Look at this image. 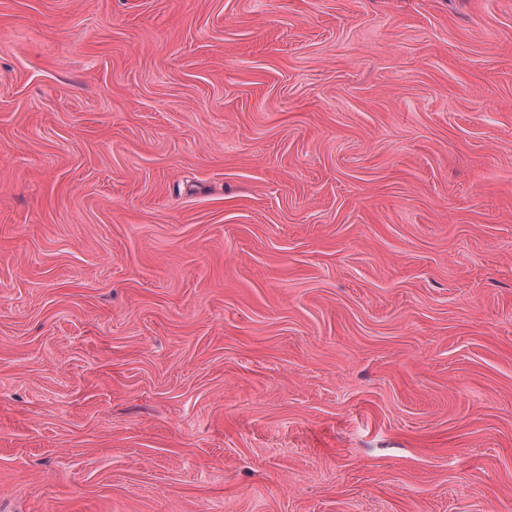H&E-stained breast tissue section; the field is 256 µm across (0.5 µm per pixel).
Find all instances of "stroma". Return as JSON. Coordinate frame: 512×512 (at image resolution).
I'll return each mask as SVG.
<instances>
[{"mask_svg":"<svg viewBox=\"0 0 512 512\" xmlns=\"http://www.w3.org/2000/svg\"><path fill=\"white\" fill-rule=\"evenodd\" d=\"M0 512H512V0H0Z\"/></svg>","mask_w":512,"mask_h":512,"instance_id":"1","label":"stroma"}]
</instances>
